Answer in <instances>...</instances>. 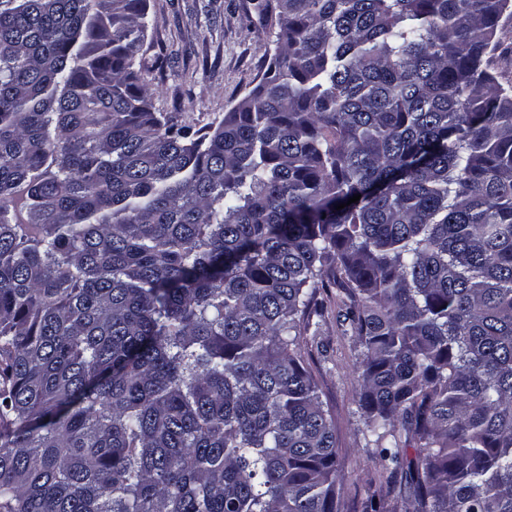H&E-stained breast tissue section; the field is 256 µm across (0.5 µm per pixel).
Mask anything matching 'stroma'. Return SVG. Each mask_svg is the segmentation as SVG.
I'll list each match as a JSON object with an SVG mask.
<instances>
[{
	"label": "stroma",
	"instance_id": "1",
	"mask_svg": "<svg viewBox=\"0 0 512 512\" xmlns=\"http://www.w3.org/2000/svg\"><path fill=\"white\" fill-rule=\"evenodd\" d=\"M258 0H149L147 38L154 46L142 59L155 90L153 106L197 125L221 119L258 81L272 29L256 9ZM329 314L307 336L304 355L322 399L336 418L337 482L346 512H363L371 491L388 496L396 512H411L408 496L391 492L366 448L355 393L360 348L336 322V292L322 293Z\"/></svg>",
	"mask_w": 512,
	"mask_h": 512
}]
</instances>
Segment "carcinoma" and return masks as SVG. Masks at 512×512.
Segmentation results:
<instances>
[{
  "mask_svg": "<svg viewBox=\"0 0 512 512\" xmlns=\"http://www.w3.org/2000/svg\"><path fill=\"white\" fill-rule=\"evenodd\" d=\"M259 8L198 128L153 110L148 0H0V512H345L333 287L387 482L512 512V0Z\"/></svg>",
  "mask_w": 512,
  "mask_h": 512,
  "instance_id": "carcinoma-1",
  "label": "carcinoma"
}]
</instances>
